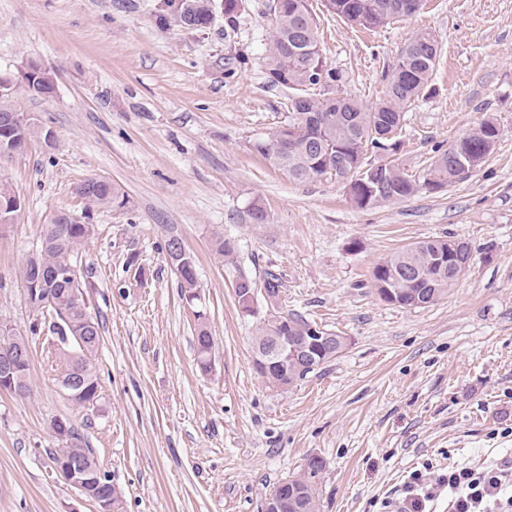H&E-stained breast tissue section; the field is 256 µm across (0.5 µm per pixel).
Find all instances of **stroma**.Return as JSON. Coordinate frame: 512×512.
<instances>
[{"label":"stroma","mask_w":512,"mask_h":512,"mask_svg":"<svg viewBox=\"0 0 512 512\" xmlns=\"http://www.w3.org/2000/svg\"><path fill=\"white\" fill-rule=\"evenodd\" d=\"M163 0H0V79L10 102L56 134L0 159L22 200L0 232V321L28 340L29 392L0 391V512H97L51 471L48 423L69 419L121 492L117 512H263L269 494L321 458L319 512H386L411 472L482 470L512 451V0H425L413 16L366 29L309 0L341 93L374 105L407 39L432 32L441 54L429 96L412 105L390 161L429 177L439 151L494 117L500 138L467 180L372 209L333 178L296 181L253 148L288 116L268 78V0H243L226 30L216 5L200 31L161 20ZM55 77L29 95L20 72ZM90 177L129 197L87 207ZM265 223H254L253 205ZM93 227L76 257L103 340L91 358L98 401L71 402L64 361L19 270L54 218ZM454 236L473 258L447 297L402 308L377 295L372 270L415 242ZM179 238L214 338L196 360V320L165 244ZM235 247L233 263L215 253ZM277 274V310L343 336L345 350L293 386L252 364L268 315H242L233 283ZM33 66L34 71L29 79V84L27 87H23V89L32 96H47L51 94L54 91V85L47 76L51 71H45V68L37 65Z\"/></svg>","instance_id":"stroma-1"}]
</instances>
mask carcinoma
I'll return each mask as SVG.
<instances>
[{"instance_id":"1","label":"carcinoma","mask_w":512,"mask_h":512,"mask_svg":"<svg viewBox=\"0 0 512 512\" xmlns=\"http://www.w3.org/2000/svg\"><path fill=\"white\" fill-rule=\"evenodd\" d=\"M176 3L170 17L183 26L205 27L212 14L211 0H172ZM284 10L274 15L270 35L267 71L269 81L288 90V122L286 128L271 137L254 142L253 148L269 164L283 169L297 181L317 180L334 176L351 182V201L359 208H371L408 199L422 190H433L443 184L453 185L465 180L458 159L468 155L484 162L493 151L500 127L493 118L460 137L440 153L434 161L431 177L416 181L397 165L385 163L367 166L364 156L369 149H386L388 133L398 134L403 114L419 99L431 92L430 80L438 63L440 48L436 37L420 31L401 48L396 63L386 77L384 97L373 106L344 96L335 98L334 89L341 80L337 69L328 65L317 39V21L307 0H284ZM401 0H325L328 12L364 28H377L403 18L398 10ZM25 91L32 96H47L54 91L49 72L34 66ZM47 129L35 119H21L0 133V151L20 154L33 140L46 138ZM78 194L95 206L124 208L127 196L114 183L91 177L78 187ZM48 244L38 254L29 257L20 268L21 282L30 286L51 289L55 299L57 321L48 324L51 336L63 333L85 338V349L63 357L65 373L74 372L84 382L82 392H66L77 404L97 401V377L89 356L100 344V324L85 330L84 310L87 300L77 304L71 298L70 285L51 279L40 283L36 272L51 274L56 268L73 264L74 254L92 233L89 224H72L59 219L45 225ZM449 239L438 238L414 243L377 263L372 279L393 282L401 293L389 303L403 308L411 306L413 294L422 295L423 303L433 305L448 295L458 280L454 263L472 258V251L461 255L452 253ZM181 295L188 297L196 291L195 256L188 253L178 258ZM309 322L290 313L273 316L262 323L255 344L265 342L272 334L307 336ZM197 364L207 369L211 353L207 322L198 319L196 326ZM23 351L30 357L21 334L0 335V351ZM63 455L78 465L97 467L89 449L79 443L76 435L70 442L55 449L52 456ZM323 470V461L308 460L303 475L282 482L287 487L284 512H317L315 479Z\"/></svg>"}]
</instances>
